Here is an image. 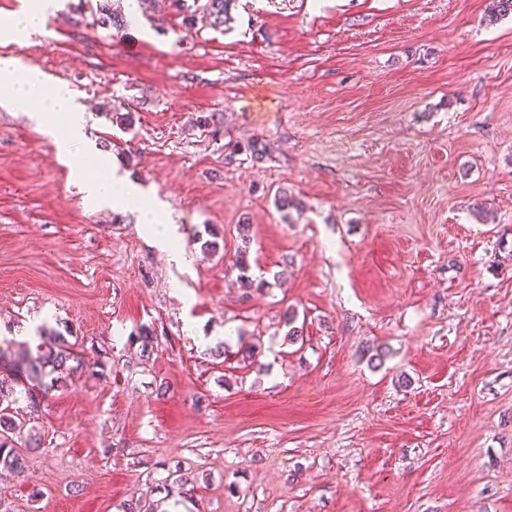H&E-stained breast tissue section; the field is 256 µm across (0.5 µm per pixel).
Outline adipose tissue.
Wrapping results in <instances>:
<instances>
[{
  "instance_id": "adipose-tissue-1",
  "label": "adipose tissue",
  "mask_w": 512,
  "mask_h": 512,
  "mask_svg": "<svg viewBox=\"0 0 512 512\" xmlns=\"http://www.w3.org/2000/svg\"><path fill=\"white\" fill-rule=\"evenodd\" d=\"M56 8L57 0H21L18 10L0 15V39L18 42L29 33L45 32ZM0 72L10 76L9 82L0 85V106L30 101L34 104L31 116L39 124L62 126L63 132L56 140L60 157H69L79 147L90 148L83 113L68 86L48 83L46 76L38 70L20 68L13 56L0 58ZM96 163L101 170L100 175L82 179L86 202L116 210L138 205L142 227L156 246L171 259H185L183 245L171 227L161 221L160 202L120 174L107 157L98 156Z\"/></svg>"
}]
</instances>
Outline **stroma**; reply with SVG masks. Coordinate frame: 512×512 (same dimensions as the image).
<instances>
[{"instance_id": "1", "label": "stroma", "mask_w": 512, "mask_h": 512, "mask_svg": "<svg viewBox=\"0 0 512 512\" xmlns=\"http://www.w3.org/2000/svg\"><path fill=\"white\" fill-rule=\"evenodd\" d=\"M487 4L236 0L220 32L145 0L118 32L97 0H58L48 34L0 41L73 90L189 257L138 211L89 206V159H60L29 104L0 107V339L46 322L84 362L35 421L41 449L0 477V512L132 495L165 512H512V14ZM280 190L303 209L279 211ZM242 224L260 290L232 266ZM143 326L148 351L129 340ZM178 465L195 481L163 496Z\"/></svg>"}]
</instances>
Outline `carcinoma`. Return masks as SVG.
<instances>
[{"label": "carcinoma", "instance_id": "1", "mask_svg": "<svg viewBox=\"0 0 512 512\" xmlns=\"http://www.w3.org/2000/svg\"><path fill=\"white\" fill-rule=\"evenodd\" d=\"M235 0H171V5L186 13V21L193 23L201 14L210 27L224 30L231 20ZM99 22L116 30L127 26L121 10L112 6V0H99ZM512 13V0H490L487 17L491 22ZM239 280L246 288H262L268 282L250 275L248 253L242 250L235 262ZM77 360L72 344L66 336L45 325L39 326L35 338L17 342L0 341V367L9 373L0 376V471L20 473L24 469L23 451L35 450L42 445V435L29 426L31 419L41 412L43 396L74 371L71 362ZM26 401V412L13 410V404ZM188 476L181 468L168 471L163 488L168 495L182 494Z\"/></svg>", "mask_w": 512, "mask_h": 512}]
</instances>
